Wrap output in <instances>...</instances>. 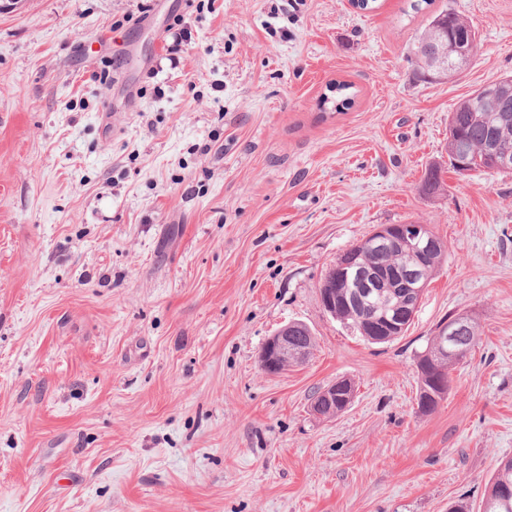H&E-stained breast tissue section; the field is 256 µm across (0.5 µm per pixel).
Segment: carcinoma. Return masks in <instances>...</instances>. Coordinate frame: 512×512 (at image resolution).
Listing matches in <instances>:
<instances>
[{
    "label": "carcinoma",
    "mask_w": 512,
    "mask_h": 512,
    "mask_svg": "<svg viewBox=\"0 0 512 512\" xmlns=\"http://www.w3.org/2000/svg\"><path fill=\"white\" fill-rule=\"evenodd\" d=\"M438 19L448 23V31L459 39H470L472 28L452 10H445L430 17V20ZM429 27H424L412 44V54L415 59L420 76L428 82H440L458 74V68L448 64L445 71H437L431 65V59L436 54L438 47L428 39ZM353 85L345 81H336L327 87V93L320 98L322 109H331L334 112H346L355 105L356 93L352 92ZM497 134L500 143L512 149V99L509 100L507 111L495 112L488 115V111L480 104L479 91H474L461 99L452 112L448 115V151L471 152L472 172L492 173L491 167L485 159L484 149L491 134ZM425 184L428 190L437 192L444 189L442 179V167L432 165L426 171ZM447 259L446 246L431 254L425 262V278L431 280L433 275L442 267ZM371 265L394 267L403 266L409 262V258L398 249L390 248L383 253L368 255ZM376 300L368 298L362 302H354V293L349 288L336 289V317L348 321V328L358 333L365 340L381 344L383 340L373 333L374 309ZM294 346L301 349H311L314 346V337L310 328L302 323H297L296 330L292 333ZM460 346L466 352H471L477 345L478 332L472 319H467L457 336ZM458 359L440 357L435 347L429 345L418 356V398L417 406L420 412L434 411L442 400L445 399L442 391L433 387L427 380V375L439 374V371H451ZM340 399L332 409H324V414L334 417L345 410L346 404L353 397L354 386L342 379L334 383ZM512 491V458L504 460L498 466L497 472L486 487L483 501L501 499L506 491Z\"/></svg>",
    "instance_id": "obj_1"
}]
</instances>
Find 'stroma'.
<instances>
[{"instance_id": "35a3bbf8", "label": "stroma", "mask_w": 512, "mask_h": 512, "mask_svg": "<svg viewBox=\"0 0 512 512\" xmlns=\"http://www.w3.org/2000/svg\"><path fill=\"white\" fill-rule=\"evenodd\" d=\"M446 8L475 60L426 83L409 47ZM510 75L512 0L0 14V512H479L512 458V174L449 169L448 114ZM334 80L358 93L342 114L318 106ZM409 223L448 259L407 332L371 344L319 288L352 245ZM452 314L480 342L423 414L417 357ZM293 321L309 358L265 373L263 343ZM340 379L351 403L316 415ZM333 387H336L335 396H336V392H338L341 399L336 400V405L324 409L323 413L326 414L327 417L336 416L337 414L344 411L346 408V404L351 403L350 401H351V399L353 397V393H354V386L347 379L338 380V381H336V383L332 384L331 386H329L327 388H333ZM330 408L332 409L331 412H329ZM313 409H314L315 414L320 415V416H322V415L325 416L321 412L323 410V407L320 404H318V402L315 403V406Z\"/></svg>"}]
</instances>
